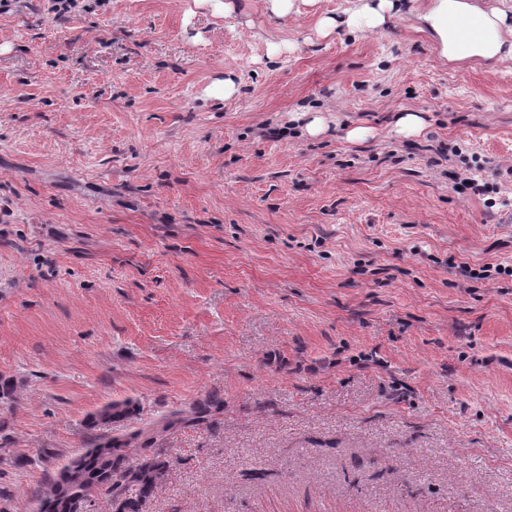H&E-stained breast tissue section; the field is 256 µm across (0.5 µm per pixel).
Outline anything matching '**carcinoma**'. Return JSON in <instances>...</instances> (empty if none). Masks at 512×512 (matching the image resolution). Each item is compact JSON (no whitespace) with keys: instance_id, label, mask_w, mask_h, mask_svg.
<instances>
[{"instance_id":"1","label":"carcinoma","mask_w":512,"mask_h":512,"mask_svg":"<svg viewBox=\"0 0 512 512\" xmlns=\"http://www.w3.org/2000/svg\"><path fill=\"white\" fill-rule=\"evenodd\" d=\"M128 415L127 402H111L90 414L86 427H106ZM141 436L137 432L124 439L102 435L90 440L87 453L69 459L61 473L36 491L38 512H83L86 503L98 494L107 495V505L111 507L114 493L126 486L135 487L137 499L123 501L115 512H138L139 503L153 494L166 469L165 462L146 454ZM133 453L142 455V462L138 468L128 470L124 462Z\"/></svg>"}]
</instances>
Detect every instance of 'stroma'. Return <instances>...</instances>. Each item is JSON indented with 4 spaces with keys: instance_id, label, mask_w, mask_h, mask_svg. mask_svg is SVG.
Masks as SVG:
<instances>
[{
    "instance_id": "1",
    "label": "stroma",
    "mask_w": 512,
    "mask_h": 512,
    "mask_svg": "<svg viewBox=\"0 0 512 512\" xmlns=\"http://www.w3.org/2000/svg\"><path fill=\"white\" fill-rule=\"evenodd\" d=\"M232 5L0 8V512L201 400L142 512H512V61ZM425 127V120L418 112H401L396 116L393 131L398 135L417 136ZM129 405L124 402H111L102 409L90 414L86 420V427L90 430L112 425V421L125 418L130 413Z\"/></svg>"
}]
</instances>
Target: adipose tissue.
<instances>
[{
    "label": "adipose tissue",
    "mask_w": 512,
    "mask_h": 512,
    "mask_svg": "<svg viewBox=\"0 0 512 512\" xmlns=\"http://www.w3.org/2000/svg\"><path fill=\"white\" fill-rule=\"evenodd\" d=\"M409 15L446 62L474 60L493 68L512 60V0L490 8L480 0H427Z\"/></svg>",
    "instance_id": "ef3b65f1"
}]
</instances>
